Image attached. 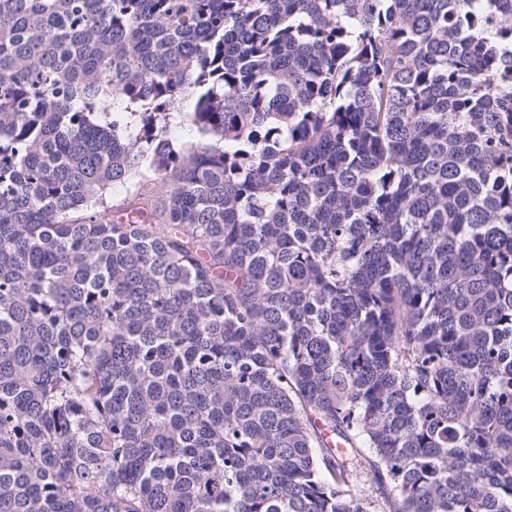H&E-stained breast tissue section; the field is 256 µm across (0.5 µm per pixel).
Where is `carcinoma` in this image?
<instances>
[{
    "mask_svg": "<svg viewBox=\"0 0 512 512\" xmlns=\"http://www.w3.org/2000/svg\"><path fill=\"white\" fill-rule=\"evenodd\" d=\"M0 512H512V0H0ZM153 172L145 169L142 175L135 176L131 182L124 188L112 192L108 190L105 196L104 207L109 206L106 213L108 217H112L116 208H132L140 202V194L146 191L157 192L154 185L157 182L154 179ZM113 206V208H112Z\"/></svg>",
    "mask_w": 512,
    "mask_h": 512,
    "instance_id": "1",
    "label": "carcinoma"
}]
</instances>
